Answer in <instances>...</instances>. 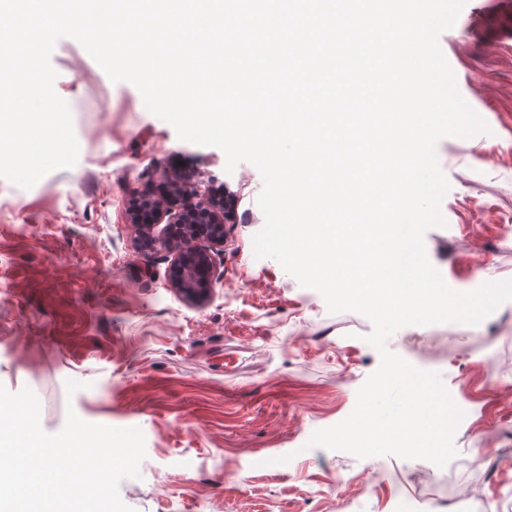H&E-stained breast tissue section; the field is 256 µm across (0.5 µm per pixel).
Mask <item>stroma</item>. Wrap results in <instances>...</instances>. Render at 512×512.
<instances>
[{
  "label": "stroma",
  "instance_id": "obj_1",
  "mask_svg": "<svg viewBox=\"0 0 512 512\" xmlns=\"http://www.w3.org/2000/svg\"><path fill=\"white\" fill-rule=\"evenodd\" d=\"M479 7L467 0L439 44L489 131L440 142L446 224L424 236L459 292L512 279V41L501 42V21L475 28ZM51 65L77 161L28 189L0 178V385L34 391L46 432L71 410L139 428L140 476L119 485L134 512H339L345 499L351 512H512V299L479 324L404 327L388 341L439 373L464 413L445 466L309 446L349 416L379 366L371 321L330 313L275 258L255 256L264 215L254 165L226 173L222 150L180 140L76 40L59 39ZM178 169L209 190L229 187L241 217L201 307L171 287L168 259L137 247L128 222L143 190L160 191ZM70 379L83 389L67 393ZM478 448L496 470L470 468Z\"/></svg>",
  "mask_w": 512,
  "mask_h": 512
}]
</instances>
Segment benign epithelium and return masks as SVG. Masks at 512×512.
Listing matches in <instances>:
<instances>
[{"label":"benign epithelium","instance_id":"1","mask_svg":"<svg viewBox=\"0 0 512 512\" xmlns=\"http://www.w3.org/2000/svg\"><path fill=\"white\" fill-rule=\"evenodd\" d=\"M165 180L169 196L142 194L140 209L130 213V224L137 244L170 254L171 287L187 303L200 307L220 280L219 248L224 246L226 225L236 223L237 217L185 174L169 172Z\"/></svg>","mask_w":512,"mask_h":512}]
</instances>
